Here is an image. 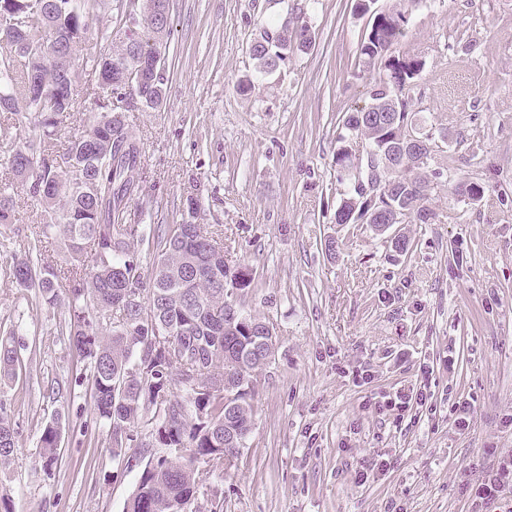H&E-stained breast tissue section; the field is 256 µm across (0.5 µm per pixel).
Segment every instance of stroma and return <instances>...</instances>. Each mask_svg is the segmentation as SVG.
<instances>
[{
  "instance_id": "stroma-1",
  "label": "stroma",
  "mask_w": 512,
  "mask_h": 512,
  "mask_svg": "<svg viewBox=\"0 0 512 512\" xmlns=\"http://www.w3.org/2000/svg\"><path fill=\"white\" fill-rule=\"evenodd\" d=\"M357 0H171L160 108L129 109L141 199L127 221L196 223L247 266L241 302L273 323L243 451L211 486L224 512H512V0H378L405 6L391 53L423 67L410 118L433 135L429 224H396V252L369 224H340L353 175L334 163L345 118L382 74L358 46L371 17ZM301 20L311 48L269 75L253 71L260 25ZM252 88L240 93L237 83ZM479 182L473 201L453 182ZM0 226V332L21 364L0 380L16 448L0 470L15 512H124L140 449L113 457L91 378L59 328L68 305L20 289L40 208L15 189ZM335 253H328V239ZM59 420L61 459L40 460Z\"/></svg>"
}]
</instances>
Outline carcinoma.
Instances as JSON below:
<instances>
[{"instance_id": "1", "label": "carcinoma", "mask_w": 512, "mask_h": 512, "mask_svg": "<svg viewBox=\"0 0 512 512\" xmlns=\"http://www.w3.org/2000/svg\"><path fill=\"white\" fill-rule=\"evenodd\" d=\"M156 0H121L115 7L123 30V48L111 56L108 47L91 33L85 0H0V91L10 105L0 112H26L42 130L37 139L0 146V164L43 209L41 225L29 250L37 260L13 266L16 283L39 288L48 305L67 299L73 309L68 333L75 352L92 366L93 406L109 427L112 454L119 457L131 446V428L138 422L150 426L142 448H179L181 452L150 457L127 501L125 512H184L179 505L198 499L211 477L224 474V466L238 457L225 452L224 436L243 442L253 423L255 389L249 370L256 363L240 361L238 352L252 343L262 320L232 299L236 290L251 284L249 269L242 277L224 270V244L201 224H174L159 236L152 276L143 285L131 259L128 239L136 236L125 223L127 203L138 185L133 173L141 163L137 137L117 103L132 94L143 105L156 108L163 101L164 84L127 87L122 68L139 62L148 71L153 56L168 41L170 28L155 22ZM20 14L22 31L10 29ZM406 15L381 12L359 46L360 60L386 71L371 91V104L344 121L348 134L338 137L336 168L355 167L350 138L383 152L415 134L426 138L420 156H403L380 174L377 195H362L351 184L336 212L356 223V217L395 205L404 210L403 224H427L431 185L425 174L433 152L429 134L409 122V101L403 91L419 74L422 62L415 56H392L391 47L404 36ZM309 29L292 30L288 24L261 27L250 46L256 72L268 73L283 60L280 45L293 43L294 51L308 48ZM87 45L86 63L95 78L92 93L98 109L86 130L58 140L56 128L75 105V51ZM392 99L400 118L387 125L366 119L374 104ZM454 192L472 200L483 197L479 183L454 185ZM63 236L70 257L69 288L60 293L54 265L42 252L43 239ZM149 298V306L142 304ZM109 333L99 336L103 322ZM170 337L169 347L155 344V331ZM17 350L0 343V378L15 376ZM196 375L187 387L184 374ZM61 427L47 423L40 436V457L46 468L60 456ZM16 447L15 430L0 408V468L10 463Z\"/></svg>"}]
</instances>
